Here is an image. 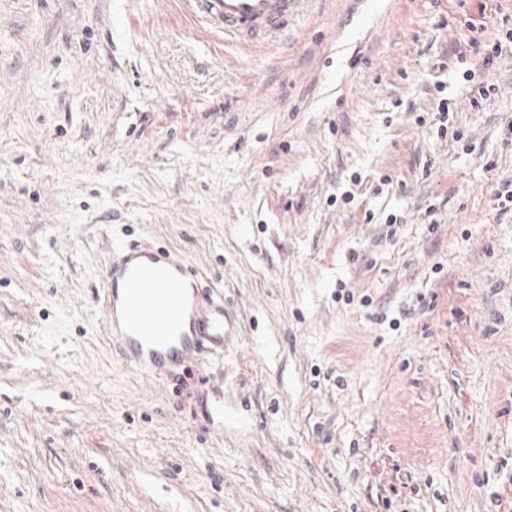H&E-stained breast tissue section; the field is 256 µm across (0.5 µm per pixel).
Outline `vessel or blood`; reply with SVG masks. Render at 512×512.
<instances>
[{"label": "vessel or blood", "instance_id": "1", "mask_svg": "<svg viewBox=\"0 0 512 512\" xmlns=\"http://www.w3.org/2000/svg\"><path fill=\"white\" fill-rule=\"evenodd\" d=\"M224 26L225 39L243 46L278 40L306 0H201ZM100 288L104 330L123 365L153 379L202 353L223 356L239 334L236 313L207 289L184 256L125 240L108 250Z\"/></svg>", "mask_w": 512, "mask_h": 512}]
</instances>
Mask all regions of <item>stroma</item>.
Returning a JSON list of instances; mask_svg holds the SVG:
<instances>
[{
	"label": "stroma",
	"mask_w": 512,
	"mask_h": 512,
	"mask_svg": "<svg viewBox=\"0 0 512 512\" xmlns=\"http://www.w3.org/2000/svg\"><path fill=\"white\" fill-rule=\"evenodd\" d=\"M367 2L251 49L191 0H0V512L512 503V53L474 109L438 63L476 0ZM121 239L238 314L181 384L103 333Z\"/></svg>",
	"instance_id": "stroma-1"
}]
</instances>
